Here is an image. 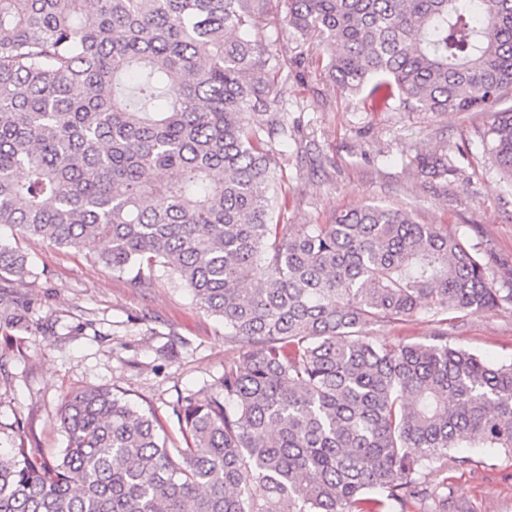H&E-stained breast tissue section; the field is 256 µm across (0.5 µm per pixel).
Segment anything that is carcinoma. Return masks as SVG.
Wrapping results in <instances>:
<instances>
[{"label":"carcinoma","mask_w":512,"mask_h":512,"mask_svg":"<svg viewBox=\"0 0 512 512\" xmlns=\"http://www.w3.org/2000/svg\"><path fill=\"white\" fill-rule=\"evenodd\" d=\"M0 0V227L142 283L160 266L243 352L219 390L152 409L68 394L52 462L0 454V512H407L456 448L512 458V361L448 325L512 303L480 249L368 205L288 223L279 79L318 65L373 112H482L512 92V0ZM512 182V107L480 134ZM416 171H456L421 153ZM0 274L33 275L0 239ZM424 310L433 342L383 343Z\"/></svg>","instance_id":"1"}]
</instances>
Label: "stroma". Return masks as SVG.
I'll return each instance as SVG.
<instances>
[{"label":"stroma","mask_w":512,"mask_h":512,"mask_svg":"<svg viewBox=\"0 0 512 512\" xmlns=\"http://www.w3.org/2000/svg\"><path fill=\"white\" fill-rule=\"evenodd\" d=\"M280 92L294 129L283 186L289 223L370 204L407 209L481 245L498 286H512V184L479 138L490 113L369 112L314 67L282 78ZM435 150L454 158L457 172L412 175L416 153ZM16 242L33 275L21 284L0 278V449L21 445L54 460L66 445V394L96 386L152 408L168 447H182L178 402L214 394L225 364L242 353L223 323L162 273L140 287L96 262L93 246ZM448 340L492 362L512 360V305L469 315ZM464 454L469 466L425 475L429 485L447 483L445 512H512V459L496 448Z\"/></svg>","instance_id":"1"}]
</instances>
